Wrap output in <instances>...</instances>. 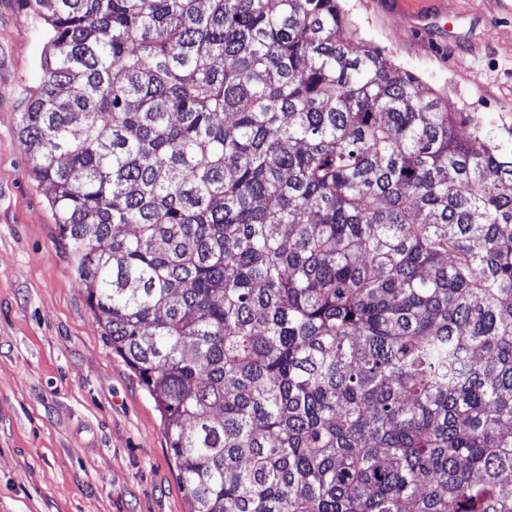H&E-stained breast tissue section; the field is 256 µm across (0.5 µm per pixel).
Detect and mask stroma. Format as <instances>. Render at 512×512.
<instances>
[{"label":"stroma","instance_id":"stroma-1","mask_svg":"<svg viewBox=\"0 0 512 512\" xmlns=\"http://www.w3.org/2000/svg\"><path fill=\"white\" fill-rule=\"evenodd\" d=\"M356 38L512 123V0H343ZM48 24L0 0V512H189L161 414L113 355L18 136Z\"/></svg>","mask_w":512,"mask_h":512}]
</instances>
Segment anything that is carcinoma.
Returning <instances> with one entry per match:
<instances>
[{
  "label": "carcinoma",
  "instance_id": "cac0c4a2",
  "mask_svg": "<svg viewBox=\"0 0 512 512\" xmlns=\"http://www.w3.org/2000/svg\"><path fill=\"white\" fill-rule=\"evenodd\" d=\"M19 138L190 512H512V127L339 0H24Z\"/></svg>",
  "mask_w": 512,
  "mask_h": 512
}]
</instances>
